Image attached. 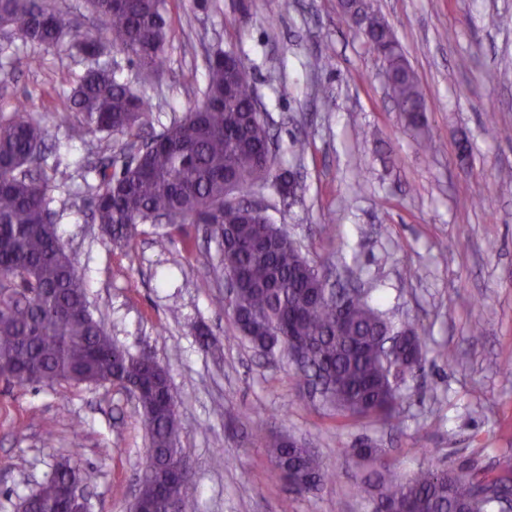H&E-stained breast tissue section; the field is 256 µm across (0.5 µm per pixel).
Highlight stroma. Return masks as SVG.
I'll return each instance as SVG.
<instances>
[{
    "mask_svg": "<svg viewBox=\"0 0 512 512\" xmlns=\"http://www.w3.org/2000/svg\"><path fill=\"white\" fill-rule=\"evenodd\" d=\"M369 4L423 86L427 148L395 112L384 62L339 0H168L173 35L142 130L161 132L200 98L206 53L244 62L276 167L301 185L295 201L270 182L253 199L312 264L353 280L394 323L419 327L423 365L402 383L389 423L337 422L300 386L287 354L269 358L241 339L215 305L224 276L200 226L143 224L134 248L120 249L90 223L82 179L50 192L92 314L120 346L169 372L196 512H372L356 487L368 466L351 454L364 441L401 480L428 467L498 470L512 449V26L499 23L512 0ZM31 55L40 68L28 67ZM83 70L58 47L0 38V117L20 103L43 115L44 171L92 162L100 147L69 136L81 117L62 93ZM490 123L497 138L485 133ZM201 328L214 338L207 353ZM447 349L453 361L441 359ZM256 421L314 448L332 481L292 493L252 432ZM146 446L122 386L0 384V512H17L68 457L96 475L84 490L89 512H128Z\"/></svg>",
    "mask_w": 512,
    "mask_h": 512,
    "instance_id": "stroma-1",
    "label": "stroma"
}]
</instances>
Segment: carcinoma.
I'll use <instances>...</instances> for the list:
<instances>
[{"label": "carcinoma", "instance_id": "cac0c4a2", "mask_svg": "<svg viewBox=\"0 0 512 512\" xmlns=\"http://www.w3.org/2000/svg\"><path fill=\"white\" fill-rule=\"evenodd\" d=\"M85 5L99 21L86 34L68 36L57 11L37 0H0V29L32 46H60L86 62L69 96L81 115L71 138L93 133L108 140L138 138L150 97L117 70L87 59L120 52L136 65L140 79L159 74L171 43L166 0H85ZM343 6L344 18L363 27L368 43L381 53L395 109L408 127L423 125L421 84L389 26L367 0H345ZM205 65L201 102L154 135L152 149L118 169L110 155L87 167L93 223L112 244L127 248L138 225L161 216L207 228L218 244L219 266L241 283L230 302L221 297L217 304L231 313L242 338L270 355L288 351L290 340L304 343L307 364L296 369L299 382L313 371L327 373L332 386L322 400L336 419H391L396 368L411 358L415 369L422 367L418 329L403 325L400 331L411 343L384 356L379 345L395 333V325L365 295L342 302L329 298L322 273L288 231L249 209L245 195L260 183L280 181L286 198L296 197L299 185L274 172L267 157L270 129L254 117L253 80L242 61L232 56L226 62L216 53ZM48 135L43 118L26 105L0 119V365L12 370L0 382L25 388L75 378L102 385L116 378L139 387L145 398L137 411L148 439L138 476L141 499L153 512H195L192 482L170 479L176 466L191 473L195 468L178 447L181 420L168 370L141 363L111 341L106 324L89 310L74 258L60 244L48 180L67 186L75 171L56 165L48 179L42 167H32L33 160L44 158ZM255 432L284 478H301L310 491L326 483L322 460L305 443L271 435L262 425ZM481 474L425 468L398 481L386 476L381 464L363 484L373 512H496L512 492V479L484 485ZM92 476L75 462L61 461L19 508L59 512L60 485L86 483Z\"/></svg>", "mask_w": 512, "mask_h": 512}]
</instances>
